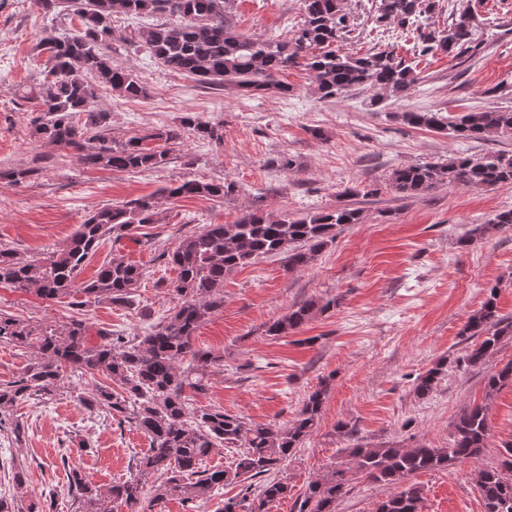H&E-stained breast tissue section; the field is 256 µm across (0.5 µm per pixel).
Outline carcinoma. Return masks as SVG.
<instances>
[{"mask_svg":"<svg viewBox=\"0 0 512 512\" xmlns=\"http://www.w3.org/2000/svg\"><path fill=\"white\" fill-rule=\"evenodd\" d=\"M33 4L46 14L70 11L78 26L68 33L45 32L38 44L40 52L48 56L43 79L23 89L19 98L34 104L38 112L32 119L37 138L73 150L87 168L157 169L167 163L170 151L184 136L182 128L168 126L123 143L109 136L112 113L95 105V83L124 98L145 95L132 71L114 63L109 54L112 16L117 13L170 18L140 28L124 41L206 88L228 86L244 97L269 92L288 95L290 85L277 80L275 74L300 65L310 72L323 99L366 88L403 96L420 80L393 46L361 56L339 47L350 33L343 0H303L305 19L289 41L236 34L224 18L225 0H33ZM438 9L439 0H379L376 21L417 32L412 51L418 57L441 53L471 60L480 55L485 40L476 37L474 11L469 7L450 11L448 27L442 30L422 27L421 18ZM401 118L413 127L450 129L463 140L512 132V112L507 111H471L454 119L441 112H404ZM188 129L216 143L224 138L220 127L198 118L188 120ZM147 139L160 146L144 147ZM35 173L34 168L0 169V181L22 185ZM505 183H512L509 152L402 165L390 175L392 188L406 198L446 185L480 189ZM234 190L232 183L187 180L168 189V196L224 198ZM158 210L155 197H139L94 212L62 248L28 256L0 248V283L20 292L33 291L47 300L79 295L81 300L73 302L78 307L104 300L126 302L140 287L143 270L139 265L119 256L101 265L89 280L83 281L79 275L102 239L124 237L136 224L158 223ZM362 220L361 210L353 207L296 219L275 218L255 208L232 224H208L185 236L166 253L167 263L178 272L171 288L177 305L136 343L100 329V342L91 345L84 318L33 327L0 312V344L36 353L20 379L0 385V425L17 404L35 397L52 398L59 389L62 368L81 374L102 373L121 391L100 386L84 403L142 431L150 439V448L134 459L128 478L105 491L80 469H69V490L79 512H114L118 507L127 512H154L170 497L204 503L215 488L226 484H240L242 489L238 496L224 500L216 512H270V504L292 497L293 485L282 474L281 465L316 428L327 386L313 391L291 424L282 427L250 424L217 407H192L186 392L206 391L212 373L224 365L223 355L195 347L196 331L224 305V276L266 255L285 254L288 269L305 268L334 241L337 228ZM511 227L509 209L496 214L490 223L478 225L472 234L491 237ZM324 309L316 301H305L269 324L267 333L292 334ZM461 335L479 339L467 356L473 366L486 364L498 354L504 337L512 336V317L500 313L496 289H490L481 307L468 317ZM447 363L448 359H439L417 379L418 396L424 398L434 391ZM509 385L512 360L487 377L482 402L466 406L457 416L446 448L364 444L348 425L338 424L350 441L347 459L309 482L295 498L294 509L336 512L350 477L357 475L396 487L378 503L376 512H423L421 490L406 485V479L419 471L479 457L487 443L491 401ZM218 448H238L240 453L227 468L203 467L204 460ZM502 456L499 465L476 471L484 512H512V442L503 446ZM154 476L158 485L149 497L146 481ZM262 477L266 482L253 492L250 481Z\"/></svg>","mask_w":512,"mask_h":512,"instance_id":"carcinoma-1","label":"carcinoma"}]
</instances>
